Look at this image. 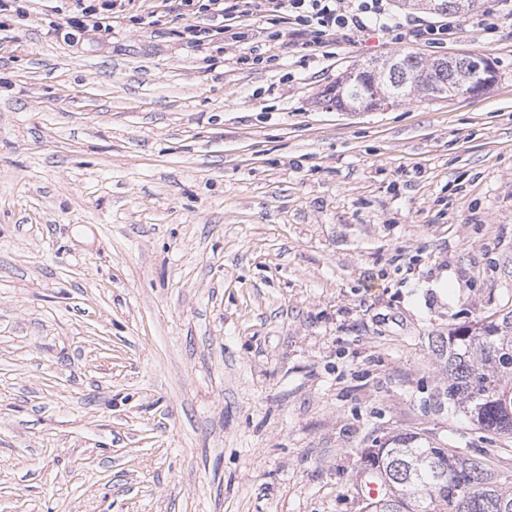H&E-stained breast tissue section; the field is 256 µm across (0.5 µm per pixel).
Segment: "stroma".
<instances>
[{
	"mask_svg": "<svg viewBox=\"0 0 512 512\" xmlns=\"http://www.w3.org/2000/svg\"><path fill=\"white\" fill-rule=\"evenodd\" d=\"M497 5L437 44L251 20L219 50L168 0L74 43L28 0L0 31V512H365L361 459L404 433L512 474V436L437 406L432 345L512 310ZM399 51L498 78L327 103Z\"/></svg>",
	"mask_w": 512,
	"mask_h": 512,
	"instance_id": "stroma-1",
	"label": "stroma"
}]
</instances>
